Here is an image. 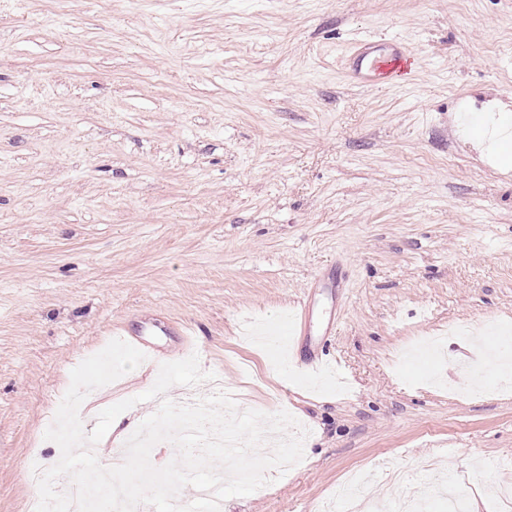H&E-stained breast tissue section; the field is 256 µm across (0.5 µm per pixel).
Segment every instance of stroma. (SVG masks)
<instances>
[{"label":"stroma","mask_w":512,"mask_h":512,"mask_svg":"<svg viewBox=\"0 0 512 512\" xmlns=\"http://www.w3.org/2000/svg\"><path fill=\"white\" fill-rule=\"evenodd\" d=\"M396 38L414 59L361 86L346 61ZM512 0H0V512L78 359L116 328L155 353L87 396L85 431L127 398L102 462L157 411L162 363L198 354L287 410L304 458L224 512H317L352 471L366 497L464 479L468 512H512V389L472 396L469 339L433 383L401 358L457 324L512 346ZM332 313L323 368L242 341L307 294ZM189 342H182L181 332Z\"/></svg>","instance_id":"stroma-1"}]
</instances>
